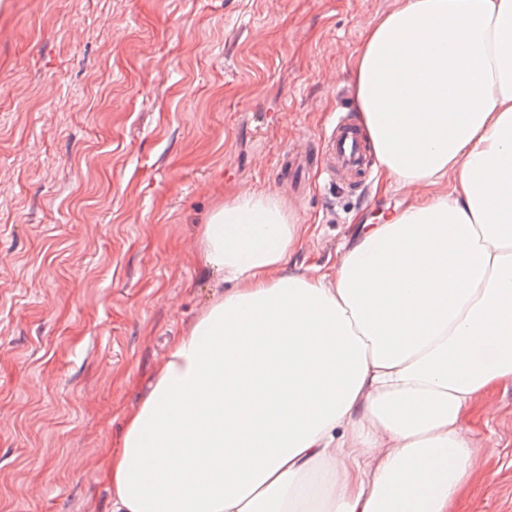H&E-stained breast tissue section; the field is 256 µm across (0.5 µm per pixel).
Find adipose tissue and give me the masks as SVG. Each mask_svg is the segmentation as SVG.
<instances>
[{"label":"adipose tissue","instance_id":"ef3b65f1","mask_svg":"<svg viewBox=\"0 0 512 512\" xmlns=\"http://www.w3.org/2000/svg\"><path fill=\"white\" fill-rule=\"evenodd\" d=\"M351 80L414 205L321 275L280 197L210 214L225 289L104 451L112 512H458L482 475L472 424L512 385V0H397Z\"/></svg>","mask_w":512,"mask_h":512}]
</instances>
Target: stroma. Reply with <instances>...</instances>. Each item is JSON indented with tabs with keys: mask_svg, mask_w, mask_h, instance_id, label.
Here are the masks:
<instances>
[{
	"mask_svg": "<svg viewBox=\"0 0 512 512\" xmlns=\"http://www.w3.org/2000/svg\"><path fill=\"white\" fill-rule=\"evenodd\" d=\"M395 0H0V512H111L99 478L172 339L221 290L195 257L224 199L281 196L331 270L413 203L329 182L325 135ZM476 425L464 512H512V386Z\"/></svg>",
	"mask_w": 512,
	"mask_h": 512,
	"instance_id": "35a3bbf8",
	"label": "stroma"
}]
</instances>
